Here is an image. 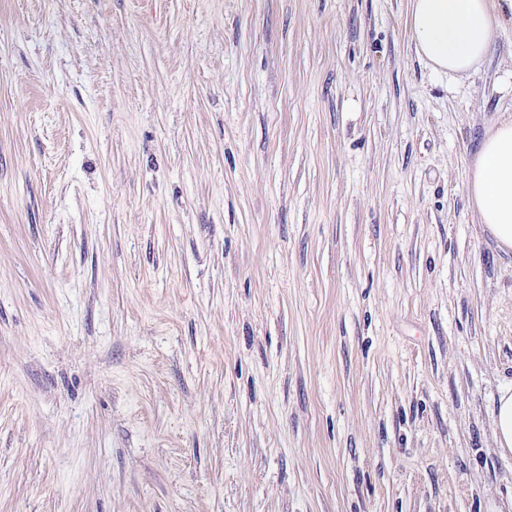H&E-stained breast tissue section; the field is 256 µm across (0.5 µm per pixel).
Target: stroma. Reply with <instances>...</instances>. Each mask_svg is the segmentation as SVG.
Listing matches in <instances>:
<instances>
[{
	"instance_id": "35a3bbf8",
	"label": "stroma",
	"mask_w": 512,
	"mask_h": 512,
	"mask_svg": "<svg viewBox=\"0 0 512 512\" xmlns=\"http://www.w3.org/2000/svg\"><path fill=\"white\" fill-rule=\"evenodd\" d=\"M411 0H0V512H505L512 115ZM466 192L479 224L502 252H512V115L497 121L480 141ZM493 435L502 453L512 457V386L503 388L494 411Z\"/></svg>"
}]
</instances>
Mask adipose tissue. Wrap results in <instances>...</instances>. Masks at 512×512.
<instances>
[{
  "label": "adipose tissue",
  "instance_id": "1",
  "mask_svg": "<svg viewBox=\"0 0 512 512\" xmlns=\"http://www.w3.org/2000/svg\"><path fill=\"white\" fill-rule=\"evenodd\" d=\"M409 24L419 57L451 75L484 61L499 30L495 0H411ZM466 192L498 248L512 252V117L497 121L480 141Z\"/></svg>",
  "mask_w": 512,
  "mask_h": 512
}]
</instances>
